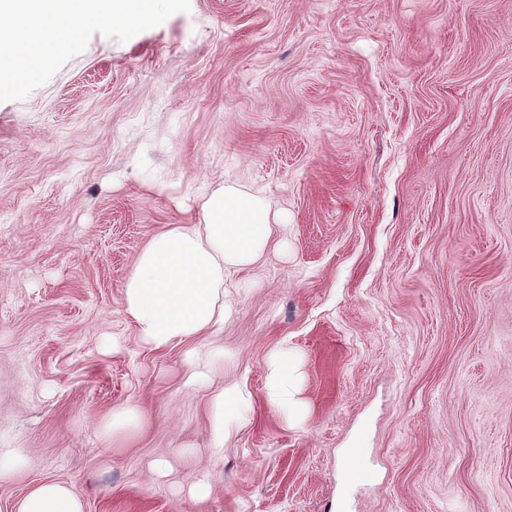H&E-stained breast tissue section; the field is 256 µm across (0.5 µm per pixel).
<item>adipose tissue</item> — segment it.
Wrapping results in <instances>:
<instances>
[{"instance_id":"1","label":"adipose tissue","mask_w":512,"mask_h":512,"mask_svg":"<svg viewBox=\"0 0 512 512\" xmlns=\"http://www.w3.org/2000/svg\"><path fill=\"white\" fill-rule=\"evenodd\" d=\"M197 224H171L142 249L122 289L124 314L137 338L151 350L210 336L224 327L230 311L225 283L237 270L259 263L271 231L266 197L219 185L204 200ZM271 404L296 414L298 374L287 351L275 352L267 377ZM247 397L238 387L223 389L211 401L212 431L223 441L229 425L240 421ZM17 512H83L70 486L43 482L21 499Z\"/></svg>"}]
</instances>
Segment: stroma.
Here are the masks:
<instances>
[{
	"instance_id": "35a3bbf8",
	"label": "stroma",
	"mask_w": 512,
	"mask_h": 512,
	"mask_svg": "<svg viewBox=\"0 0 512 512\" xmlns=\"http://www.w3.org/2000/svg\"><path fill=\"white\" fill-rule=\"evenodd\" d=\"M222 183L277 224L188 387L122 288ZM231 382L251 405L216 448ZM0 448L27 456L0 512L43 481L84 512H512V0H190L0 103ZM267 387L269 401L275 408L288 416L297 413L298 374L288 357V350H279L272 355ZM140 422L141 413L137 405L127 403L123 407L113 410L112 417L103 425L102 432L104 436L114 438L137 426Z\"/></svg>"
}]
</instances>
